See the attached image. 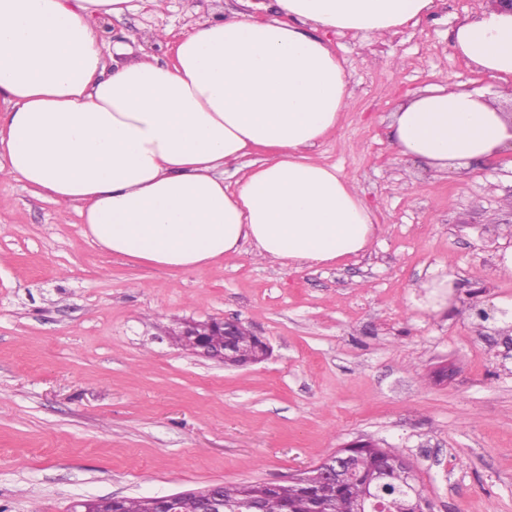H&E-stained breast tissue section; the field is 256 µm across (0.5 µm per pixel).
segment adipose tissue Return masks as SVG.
Returning <instances> with one entry per match:
<instances>
[{
	"label": "adipose tissue",
	"instance_id": "obj_1",
	"mask_svg": "<svg viewBox=\"0 0 512 512\" xmlns=\"http://www.w3.org/2000/svg\"><path fill=\"white\" fill-rule=\"evenodd\" d=\"M130 0H0V175L74 207L116 256L188 271L244 250L296 267L365 253L378 228L356 186L313 149L351 104L318 29L378 38L433 0H277L196 26L172 61L107 67L97 22ZM454 47L512 77V13L487 9ZM398 157L440 172L512 153V114L476 90L435 89L395 112ZM250 157L233 185L225 165Z\"/></svg>",
	"mask_w": 512,
	"mask_h": 512
}]
</instances>
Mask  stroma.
Here are the masks:
<instances>
[{
	"instance_id": "1",
	"label": "stroma",
	"mask_w": 512,
	"mask_h": 512,
	"mask_svg": "<svg viewBox=\"0 0 512 512\" xmlns=\"http://www.w3.org/2000/svg\"><path fill=\"white\" fill-rule=\"evenodd\" d=\"M485 0H433L385 40L340 33L353 106L314 154L352 178L380 231L338 264L249 254L187 272L93 244L74 209L0 177V512H70L80 499L214 484H284L348 443L398 450L431 512H512V331L469 307L512 299V161L453 174L399 159L392 115L440 85L502 92L455 51ZM276 0H131L100 21L118 64L166 62L205 20L274 13ZM447 266L439 313L416 286ZM233 318L271 356L229 367L176 346L187 320Z\"/></svg>"
}]
</instances>
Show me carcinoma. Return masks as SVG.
<instances>
[{
  "label": "carcinoma",
  "instance_id": "1",
  "mask_svg": "<svg viewBox=\"0 0 512 512\" xmlns=\"http://www.w3.org/2000/svg\"><path fill=\"white\" fill-rule=\"evenodd\" d=\"M237 336H212L207 324L201 323L198 334L215 344L234 343L241 348L237 359L246 361L257 353L254 334L238 324ZM368 447L354 452L356 469L344 483H327L319 487L291 481L269 489L258 482H241L218 486L224 499V512H249L251 500L257 501L262 512H310V499L320 501L323 512H358L359 500L366 486L375 487L378 500L391 512H428L430 505L424 497L407 493L411 479L398 467V452L393 448Z\"/></svg>",
  "mask_w": 512,
  "mask_h": 512
}]
</instances>
